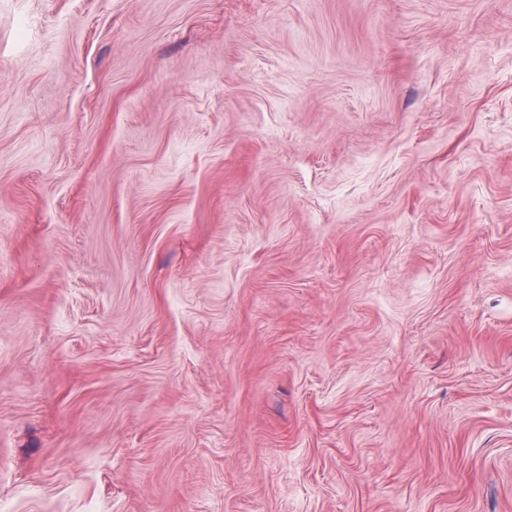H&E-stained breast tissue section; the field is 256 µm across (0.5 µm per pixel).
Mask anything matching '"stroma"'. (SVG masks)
<instances>
[{"instance_id":"stroma-1","label":"stroma","mask_w":512,"mask_h":512,"mask_svg":"<svg viewBox=\"0 0 512 512\" xmlns=\"http://www.w3.org/2000/svg\"><path fill=\"white\" fill-rule=\"evenodd\" d=\"M7 512H512V0H0Z\"/></svg>"}]
</instances>
